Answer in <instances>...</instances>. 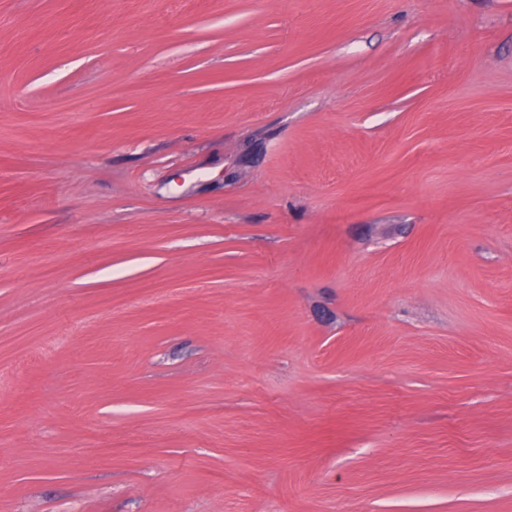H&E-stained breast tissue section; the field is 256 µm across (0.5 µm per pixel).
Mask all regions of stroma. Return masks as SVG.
I'll use <instances>...</instances> for the list:
<instances>
[{"mask_svg": "<svg viewBox=\"0 0 512 512\" xmlns=\"http://www.w3.org/2000/svg\"><path fill=\"white\" fill-rule=\"evenodd\" d=\"M0 512H512V0H0Z\"/></svg>", "mask_w": 512, "mask_h": 512, "instance_id": "35a3bbf8", "label": "stroma"}]
</instances>
